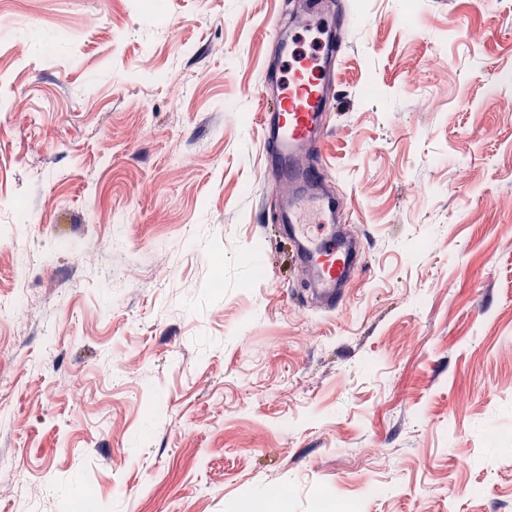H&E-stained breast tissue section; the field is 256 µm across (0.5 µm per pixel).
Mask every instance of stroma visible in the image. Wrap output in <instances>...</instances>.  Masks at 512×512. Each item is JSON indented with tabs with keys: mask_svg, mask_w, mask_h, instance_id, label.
<instances>
[{
	"mask_svg": "<svg viewBox=\"0 0 512 512\" xmlns=\"http://www.w3.org/2000/svg\"><path fill=\"white\" fill-rule=\"evenodd\" d=\"M283 9L0 0V512H512V0L349 12L331 312L261 144Z\"/></svg>",
	"mask_w": 512,
	"mask_h": 512,
	"instance_id": "stroma-1",
	"label": "stroma"
}]
</instances>
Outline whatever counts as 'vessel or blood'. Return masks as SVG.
Returning a JSON list of instances; mask_svg holds the SVG:
<instances>
[{"label": "vessel or blood", "instance_id": "b4317fda", "mask_svg": "<svg viewBox=\"0 0 512 512\" xmlns=\"http://www.w3.org/2000/svg\"><path fill=\"white\" fill-rule=\"evenodd\" d=\"M347 23L346 14L331 9L326 0H311L296 25L304 36L325 32L327 41L309 55L279 42V56L287 60L288 69L277 100L260 113L266 155L282 162L285 170L280 180L284 229L314 274L317 300L328 309L342 300L345 283L363 259L359 240L337 230L338 204L322 191L323 171L313 162L331 109L332 81Z\"/></svg>", "mask_w": 512, "mask_h": 512}]
</instances>
